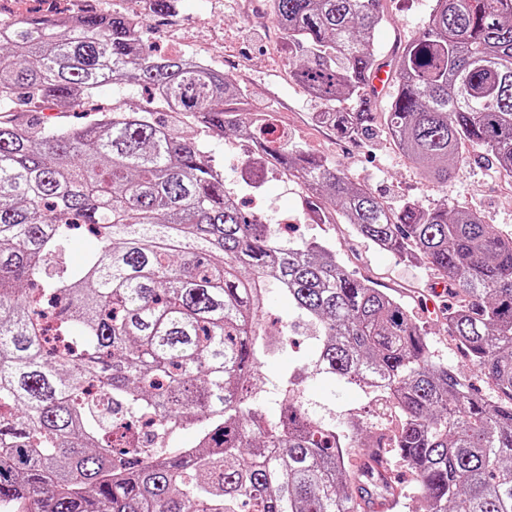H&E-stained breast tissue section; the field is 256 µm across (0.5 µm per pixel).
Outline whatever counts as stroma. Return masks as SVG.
<instances>
[{
	"label": "stroma",
	"instance_id": "obj_1",
	"mask_svg": "<svg viewBox=\"0 0 512 512\" xmlns=\"http://www.w3.org/2000/svg\"><path fill=\"white\" fill-rule=\"evenodd\" d=\"M434 0H382L386 16L374 40L382 61H390L396 45L411 40L425 26ZM180 12L187 31L178 39L163 37L158 19H150L151 44L166 53L205 54L225 75L244 85L248 109L267 113L277 130L298 145L327 160L331 170L347 174L391 205L406 198L426 207L442 203L480 213L485 222L512 232V179L504 177L495 163L478 148L465 146L470 160L455 169L446 188L427 183L416 166L398 149L385 127L362 143L342 139L329 127L315 121L323 105L311 97L291 76L288 45L272 24L267 0H181ZM159 119L173 133L201 145L224 176V185L239 191L245 209L253 198L241 187L239 163L250 152L249 141L240 136L213 138L196 120L160 113ZM259 192L270 214L293 213L287 239H325L350 271L372 280L377 288L401 299L417 321L424 325L437 360L460 366L462 356L448 336L441 312L449 305L441 282L427 266L410 262L374 246L343 222L317 224L311 218L308 193L296 181L265 172L258 178ZM313 325L303 323L291 331V348L263 357L260 371L266 381L293 377L302 400L313 415L336 422L363 420L368 430L376 424L368 410L371 398L356 386L328 381L303 373L300 358L314 343Z\"/></svg>",
	"mask_w": 512,
	"mask_h": 512
}]
</instances>
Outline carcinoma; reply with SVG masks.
<instances>
[{"mask_svg":"<svg viewBox=\"0 0 512 512\" xmlns=\"http://www.w3.org/2000/svg\"><path fill=\"white\" fill-rule=\"evenodd\" d=\"M148 2L137 23L91 7L0 25V512H374L403 489L371 447L415 475L425 512H512V233L471 210L391 207L298 146L268 147L271 169L357 235L444 280L448 336L483 395L399 301L326 241L287 243L243 212L199 145L157 120L161 107L254 139L223 71L145 51L147 20L178 8ZM271 19L321 123L372 136L380 0H271ZM392 62L384 121L425 180L447 186L466 143L512 173V0H435ZM128 80L151 99H96ZM346 99L358 109L336 110ZM84 105L97 117L81 126L25 120ZM78 225L97 246L74 265ZM271 285L318 328L303 368L366 390L394 413L391 437L309 414L290 379L266 412ZM184 429L196 443L172 448Z\"/></svg>","mask_w":512,"mask_h":512,"instance_id":"cac0c4a2","label":"carcinoma"}]
</instances>
